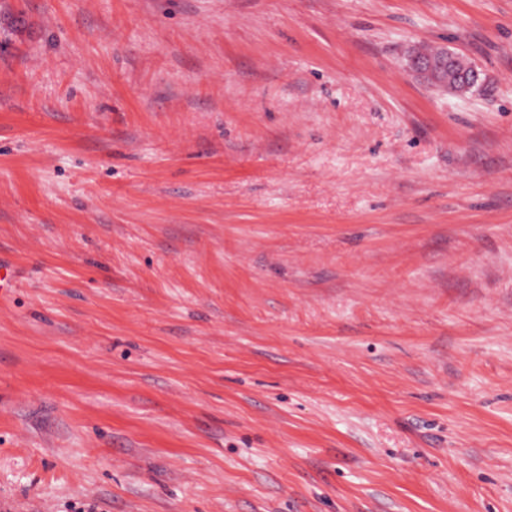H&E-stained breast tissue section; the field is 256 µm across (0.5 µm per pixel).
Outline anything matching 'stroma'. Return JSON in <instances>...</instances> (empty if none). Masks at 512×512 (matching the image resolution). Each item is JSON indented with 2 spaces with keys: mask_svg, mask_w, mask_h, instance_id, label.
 Segmentation results:
<instances>
[{
  "mask_svg": "<svg viewBox=\"0 0 512 512\" xmlns=\"http://www.w3.org/2000/svg\"><path fill=\"white\" fill-rule=\"evenodd\" d=\"M0 512H512V0H0ZM437 47L425 45L420 47L422 55L428 58L429 61H433L436 66L440 62L436 52ZM438 48L441 50L443 58V67L440 72L436 73L431 64L421 58L417 45L410 46L406 52V69L427 85L430 83V86L437 89L458 93L460 92V84L458 83L459 75L456 72V65L464 58L459 54L449 52L446 48Z\"/></svg>",
  "mask_w": 512,
  "mask_h": 512,
  "instance_id": "stroma-1",
  "label": "stroma"
}]
</instances>
